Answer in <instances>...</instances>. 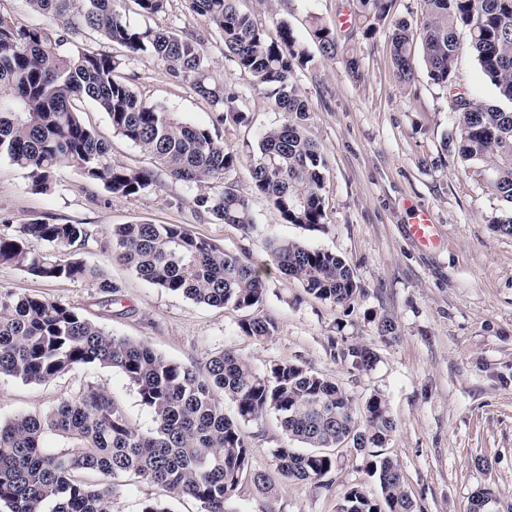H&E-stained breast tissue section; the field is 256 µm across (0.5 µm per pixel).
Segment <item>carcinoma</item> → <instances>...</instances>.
I'll list each match as a JSON object with an SVG mask.
<instances>
[{
	"mask_svg": "<svg viewBox=\"0 0 512 512\" xmlns=\"http://www.w3.org/2000/svg\"><path fill=\"white\" fill-rule=\"evenodd\" d=\"M66 33L89 29L125 50L114 55L78 47L64 51L67 38L41 25L16 27L0 19V155L25 170L32 190L46 192L57 171L75 166L92 184L115 197L146 195L153 175L112 164L109 149L81 118L90 102L107 114L114 133L124 137L178 181L195 191L200 211L248 234L255 218L249 200L226 182L237 160L206 127L179 120L149 103L124 81L121 70L136 56L150 58L172 79L189 84L222 119L241 122L237 92L212 75L205 39L193 32L141 28L122 13L123 0H26ZM146 16L164 12L167 0H133ZM191 16L220 29L224 55L249 73L254 88L283 114L263 131L250 174L255 188L271 199L289 224L312 229L326 223L322 188L325 163L307 129L309 107L291 83L294 64L312 61L287 23L276 35L260 29L239 0H186ZM426 20L391 24L388 40L398 78H415L414 45L434 84L448 88L458 114V153L465 173L483 182L502 203L494 229L512 235V0H423ZM357 29L375 35L390 16L393 0H353ZM468 29V48L495 87L498 105L456 90L454 63L461 50L458 27ZM312 37L325 53L336 40L320 20ZM94 230L88 224L33 221L14 234H0V265L20 267L45 279L99 281L105 293L119 286L76 257ZM112 255L137 276L168 292L209 306L252 308L262 301L265 281L249 256L224 252L178 224H120L110 230ZM36 239L51 250L33 253ZM269 258L304 291L349 308L360 294L353 270L333 252L269 236ZM273 322L255 317L238 323V333L261 341ZM358 370L376 364L364 345L348 348ZM123 374L153 414L143 432L102 388L89 385L44 417L18 415L0 423V508L5 512H113V498L132 482L159 485L189 496L199 512H227L246 480L268 490L269 477L250 466L252 448L224 402L238 419L254 422L273 413L290 441L274 450L278 472L318 484L336 470L330 448H353L369 458L368 473L378 493L360 486L341 492L349 512H415L404 490L399 465L385 456L396 429L384 395L370 396L362 410L336 385L288 361L255 369L249 357L226 348L201 365L170 360L143 342L105 331L73 307L58 301L17 296L0 288V376L42 383L87 366ZM97 472L110 483L90 484L82 475ZM494 491L471 498L469 512H485Z\"/></svg>",
	"mask_w": 512,
	"mask_h": 512,
	"instance_id": "obj_1",
	"label": "carcinoma"
}]
</instances>
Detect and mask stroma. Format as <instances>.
<instances>
[{
  "mask_svg": "<svg viewBox=\"0 0 512 512\" xmlns=\"http://www.w3.org/2000/svg\"><path fill=\"white\" fill-rule=\"evenodd\" d=\"M124 7L134 25L204 36L213 75L237 91L243 122H221L207 100L147 58L131 59L122 74L144 100L219 133L225 153L238 159L227 180L248 198L258 230L246 237L197 211L190 187L115 134L107 115L89 104L82 118L108 143L113 164L152 172V191L115 197L71 166L58 172L50 192L37 193L25 171L0 156V233H14L34 219L92 225L96 234L80 257L120 286L123 301L110 304L92 282L47 281L11 265L0 266V287L65 302L106 331L186 365L231 347L261 371L282 360L305 365L335 382L359 408L371 395L383 394L396 422L385 453L399 464L416 512H468L480 488L496 495L486 512H512V236L494 230L500 202L464 172L447 89L435 85L422 66L412 85L401 83L385 33L365 38L339 26L352 0H241L242 9L268 32L288 23L314 58L294 68L292 81L309 104V131L326 161L327 222L316 230L289 224L256 190L249 172L259 133L280 124L281 112L225 57L218 30L206 18L188 16L184 0H168L164 13L149 17L139 14L133 0ZM315 16L335 33L337 54L322 53L312 40ZM349 55L359 60L358 74L346 68ZM454 81L476 99L495 98L469 50L458 55ZM412 206L433 212L437 247L420 248L409 237ZM131 223L178 224L224 251L248 252L266 280L262 301L249 309L210 307L142 280L113 259L107 236L112 226ZM269 232L347 260L362 287L353 307L320 301L280 274L264 249ZM254 316L274 322V335L261 341L239 335V322ZM382 317L394 321L395 336H378ZM355 344L376 353L372 370H357L343 359ZM85 384L105 388L139 429L152 428L153 416L136 390L118 371L100 366L41 384L0 376V422L47 412ZM241 430L252 446L253 469L275 473L273 451L287 441L275 416L242 424ZM336 454L329 486L280 481L264 494L245 482L229 512H337L342 489L375 491L366 457L351 448ZM149 500L165 501L171 512L199 510L191 497L140 482L121 487L113 512H140Z\"/></svg>",
  "mask_w": 512,
  "mask_h": 512,
  "instance_id": "obj_1",
  "label": "stroma"
}]
</instances>
